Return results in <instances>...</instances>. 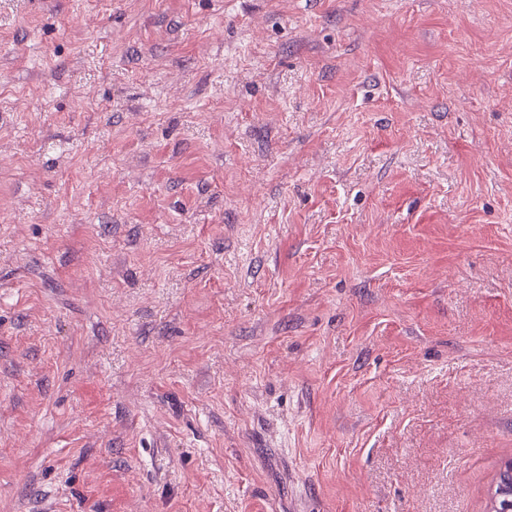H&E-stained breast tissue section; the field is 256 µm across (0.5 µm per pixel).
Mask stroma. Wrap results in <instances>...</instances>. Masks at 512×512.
<instances>
[{
    "label": "stroma",
    "instance_id": "35a3bbf8",
    "mask_svg": "<svg viewBox=\"0 0 512 512\" xmlns=\"http://www.w3.org/2000/svg\"><path fill=\"white\" fill-rule=\"evenodd\" d=\"M510 458L512 0H0V512H488Z\"/></svg>",
    "mask_w": 512,
    "mask_h": 512
}]
</instances>
